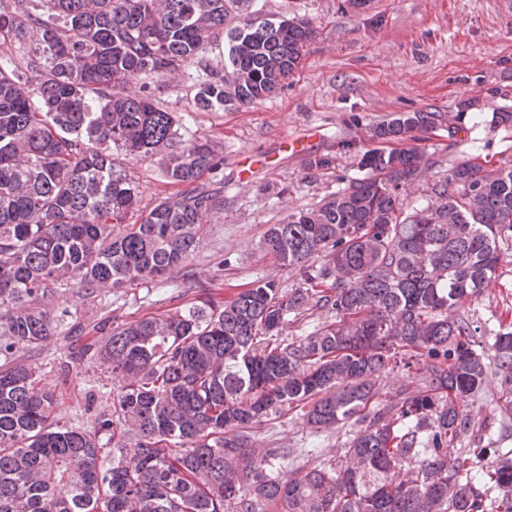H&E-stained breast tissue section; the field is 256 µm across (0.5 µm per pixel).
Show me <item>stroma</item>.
<instances>
[{
  "label": "stroma",
  "instance_id": "stroma-1",
  "mask_svg": "<svg viewBox=\"0 0 512 512\" xmlns=\"http://www.w3.org/2000/svg\"><path fill=\"white\" fill-rule=\"evenodd\" d=\"M271 17L311 19L318 35L300 67L277 95L247 109L216 112L193 107L198 84L208 70L222 68L224 44L206 54L205 67L179 82L150 78L158 99L184 115L187 135L212 142L218 165L201 186L221 190L223 208L204 224L188 262L149 284H127L88 294L72 284L60 288L45 309L64 315L63 333L25 362L42 366V383L59 399L61 417L77 427H93L111 406L112 375L101 361H77L71 353L88 330L107 335L113 320H136L190 303L200 289L222 297L255 278L276 274L282 287L296 279L259 249L266 229L290 213L318 204L351 179L362 177V153L372 148V129L393 114H456L471 106L456 139L447 128L429 134L422 146L433 161L432 178L467 158L512 163V126L494 121L497 110L512 108V0H367L361 8L347 0H254ZM353 150H341L344 140ZM327 157L330 169L308 168ZM145 201L183 193L165 180L157 160L130 163ZM512 310V235L500 244L496 276L464 312L480 329L481 349L494 356L498 317ZM500 376L475 397L472 408L485 418L497 447L512 449V430L501 432ZM347 429L313 432L301 410L256 428L260 448H316L324 458L342 456Z\"/></svg>",
  "mask_w": 512,
  "mask_h": 512
}]
</instances>
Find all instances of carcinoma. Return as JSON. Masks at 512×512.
I'll return each instance as SVG.
<instances>
[{"instance_id": "1", "label": "carcinoma", "mask_w": 512, "mask_h": 512, "mask_svg": "<svg viewBox=\"0 0 512 512\" xmlns=\"http://www.w3.org/2000/svg\"><path fill=\"white\" fill-rule=\"evenodd\" d=\"M244 2L0 0V512H512V460L468 407L490 364L459 313L512 233V165L463 160L417 206L429 157L383 147L443 125L453 139L468 102L377 125L363 177L267 230L261 251L294 287L270 273L204 292L79 351L112 374V409L93 429L55 413L39 365L11 361L61 334L64 315L31 307L61 281L152 282L195 251L224 199L196 187L143 207L126 162L156 158L169 183L192 185L215 152L142 77L182 80L222 37L224 68L194 107L275 94L317 29ZM498 322L508 387L512 312ZM391 364L418 384L382 393ZM294 405L313 432L351 427L342 456L311 448L313 465L290 470L294 449L254 446V429Z\"/></svg>"}]
</instances>
